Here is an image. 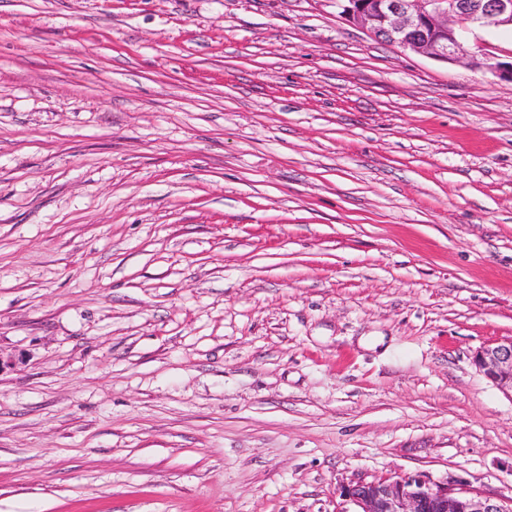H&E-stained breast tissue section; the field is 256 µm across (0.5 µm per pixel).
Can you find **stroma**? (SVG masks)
Returning a JSON list of instances; mask_svg holds the SVG:
<instances>
[{
	"label": "stroma",
	"mask_w": 512,
	"mask_h": 512,
	"mask_svg": "<svg viewBox=\"0 0 512 512\" xmlns=\"http://www.w3.org/2000/svg\"><path fill=\"white\" fill-rule=\"evenodd\" d=\"M512 84L332 0H0V512L512 497ZM473 361L480 372L512 396V339L480 348ZM341 495L356 510L344 512H511L508 500L491 498L467 488L432 483L423 475L395 480L358 481Z\"/></svg>",
	"instance_id": "obj_1"
}]
</instances>
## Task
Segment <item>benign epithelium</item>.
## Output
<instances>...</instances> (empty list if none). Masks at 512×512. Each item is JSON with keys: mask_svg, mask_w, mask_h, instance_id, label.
<instances>
[{"mask_svg": "<svg viewBox=\"0 0 512 512\" xmlns=\"http://www.w3.org/2000/svg\"><path fill=\"white\" fill-rule=\"evenodd\" d=\"M341 16L378 41L437 60H464L474 70L512 83V59L471 47L466 33L512 27V0H336ZM475 366L512 393V339L480 348ZM354 512H512V497L491 498L432 483L423 475L358 481L343 489Z\"/></svg>", "mask_w": 512, "mask_h": 512, "instance_id": "7a95c632", "label": "benign epithelium"}]
</instances>
